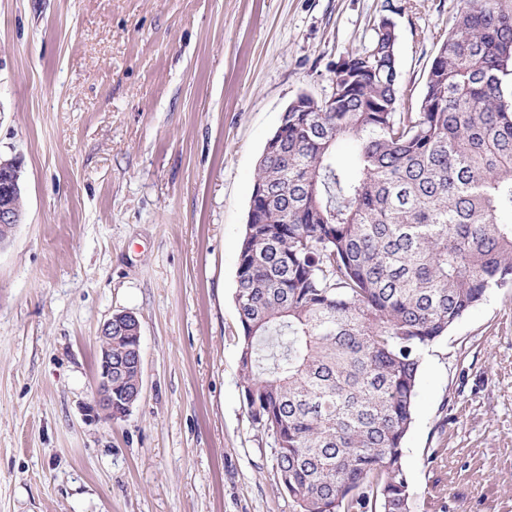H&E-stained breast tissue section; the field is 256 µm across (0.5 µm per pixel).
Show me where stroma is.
Returning <instances> with one entry per match:
<instances>
[{
    "label": "stroma",
    "instance_id": "obj_1",
    "mask_svg": "<svg viewBox=\"0 0 512 512\" xmlns=\"http://www.w3.org/2000/svg\"><path fill=\"white\" fill-rule=\"evenodd\" d=\"M460 0H0V512H290L243 401L235 303L259 157L300 94L397 28L417 106ZM141 326L124 418L88 406L97 336ZM410 512H512V288L424 355ZM19 170L18 159L0 158V224L1 228L7 231L13 230L22 220V215L18 211H22L23 208Z\"/></svg>",
    "mask_w": 512,
    "mask_h": 512
}]
</instances>
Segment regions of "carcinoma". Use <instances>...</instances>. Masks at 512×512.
<instances>
[{"instance_id":"carcinoma-1","label":"carcinoma","mask_w":512,"mask_h":512,"mask_svg":"<svg viewBox=\"0 0 512 512\" xmlns=\"http://www.w3.org/2000/svg\"><path fill=\"white\" fill-rule=\"evenodd\" d=\"M417 109L390 28L319 112L288 113L239 247L242 395L292 512H408L425 349L512 283V0H462ZM349 139L353 156L336 150ZM112 329V416L138 400Z\"/></svg>"}]
</instances>
